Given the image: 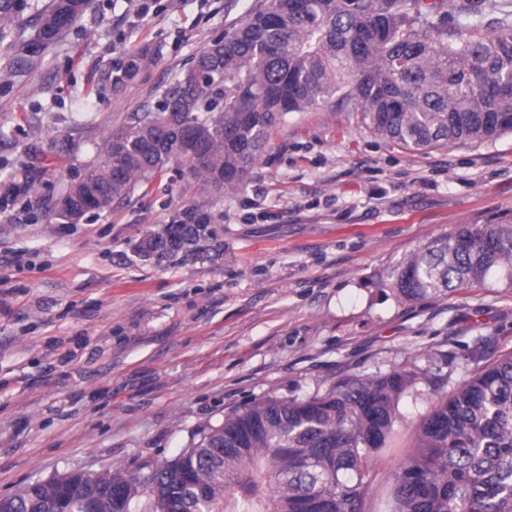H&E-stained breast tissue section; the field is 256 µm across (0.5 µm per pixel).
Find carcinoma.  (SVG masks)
<instances>
[{"label":"carcinoma","mask_w":512,"mask_h":512,"mask_svg":"<svg viewBox=\"0 0 512 512\" xmlns=\"http://www.w3.org/2000/svg\"><path fill=\"white\" fill-rule=\"evenodd\" d=\"M484 0H256L224 38L212 41L163 91L131 115L50 204L44 171L27 168L5 186L0 211L22 197L34 218L65 224L99 215L169 170L202 182L204 195L169 220L197 210L155 265L221 251L226 191L243 187L273 131L292 112L340 104L376 137L410 151L488 142L512 131V11L464 28L448 15H483ZM93 0H51L19 53L57 42ZM21 0H0L9 33ZM157 46L127 53L99 85L118 93L156 64ZM512 289V222L456 224L392 264L378 286L400 303L435 301L489 283ZM435 356L372 375H347L312 394L266 395L195 432L191 446L152 470L151 482L117 470L87 478L72 470L28 485L0 512H369L372 465L395 448L401 403L424 396L430 411L393 465L384 512H512V352L475 366L448 390ZM118 488L123 498H112ZM147 500H142V494Z\"/></svg>","instance_id":"obj_1"}]
</instances>
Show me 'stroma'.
<instances>
[{"instance_id": "35a3bbf8", "label": "stroma", "mask_w": 512, "mask_h": 512, "mask_svg": "<svg viewBox=\"0 0 512 512\" xmlns=\"http://www.w3.org/2000/svg\"><path fill=\"white\" fill-rule=\"evenodd\" d=\"M253 2L95 0L38 56L1 43L0 182L36 166L48 191L66 187ZM145 44L161 48L153 67L94 94L107 62ZM201 190L170 172L79 224L0 213V497L72 470L144 478L267 394L437 354L455 382L472 358L512 352L511 290L401 304L377 286L454 225L512 219V132L409 151L341 106L295 112L219 202V257L124 260Z\"/></svg>"}]
</instances>
